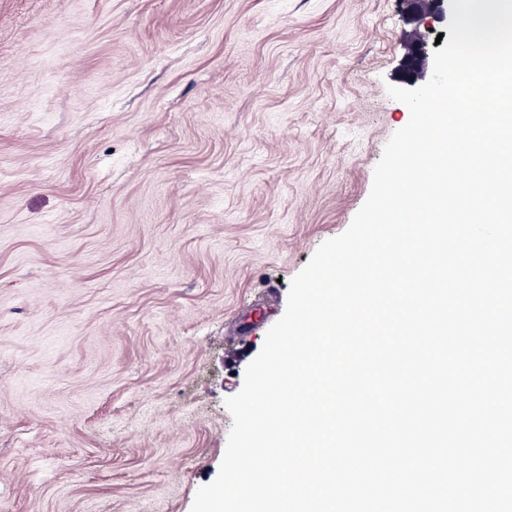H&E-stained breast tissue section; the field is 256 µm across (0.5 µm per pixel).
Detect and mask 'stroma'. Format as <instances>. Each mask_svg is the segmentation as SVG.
<instances>
[{"label": "stroma", "mask_w": 512, "mask_h": 512, "mask_svg": "<svg viewBox=\"0 0 512 512\" xmlns=\"http://www.w3.org/2000/svg\"><path fill=\"white\" fill-rule=\"evenodd\" d=\"M410 38L403 0H0V512H191Z\"/></svg>", "instance_id": "35a3bbf8"}]
</instances>
